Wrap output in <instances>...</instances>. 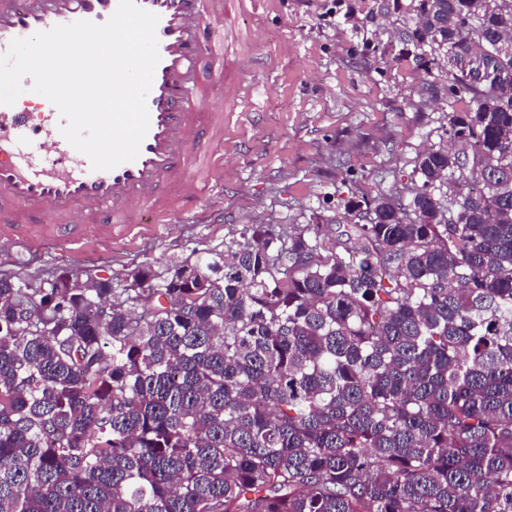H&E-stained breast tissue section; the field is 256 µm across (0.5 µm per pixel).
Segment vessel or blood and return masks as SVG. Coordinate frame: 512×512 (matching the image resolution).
Instances as JSON below:
<instances>
[{
	"instance_id": "b4317fda",
	"label": "vessel or blood",
	"mask_w": 512,
	"mask_h": 512,
	"mask_svg": "<svg viewBox=\"0 0 512 512\" xmlns=\"http://www.w3.org/2000/svg\"><path fill=\"white\" fill-rule=\"evenodd\" d=\"M235 0H136L158 15L160 61L147 96L149 129L138 157L108 171L60 132L59 113L31 129L27 115L0 104V239L22 219L50 216L58 235L78 223L105 241L138 235L148 220L200 200L209 189L194 169L206 133L224 134V77L230 45L219 22ZM118 0H0V54L12 39L78 20L106 22Z\"/></svg>"
}]
</instances>
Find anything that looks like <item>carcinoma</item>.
Listing matches in <instances>:
<instances>
[{
    "label": "carcinoma",
    "mask_w": 512,
    "mask_h": 512,
    "mask_svg": "<svg viewBox=\"0 0 512 512\" xmlns=\"http://www.w3.org/2000/svg\"><path fill=\"white\" fill-rule=\"evenodd\" d=\"M411 4L463 107L361 223L0 275V512H512V0Z\"/></svg>",
    "instance_id": "obj_1"
}]
</instances>
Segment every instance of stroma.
Here are the masks:
<instances>
[{
    "instance_id": "1",
    "label": "stroma",
    "mask_w": 512,
    "mask_h": 512,
    "mask_svg": "<svg viewBox=\"0 0 512 512\" xmlns=\"http://www.w3.org/2000/svg\"><path fill=\"white\" fill-rule=\"evenodd\" d=\"M383 0H256L233 18L236 56L225 94L237 121L206 149L222 166L219 184L194 206L143 235L103 242L81 226L80 243L48 235L43 248L24 238L0 244V274L16 278L68 270L127 288L151 265H173L223 249L245 226L357 222L348 201L411 184L414 161L444 141L445 92L418 91L420 72L399 33L410 0L384 13Z\"/></svg>"
}]
</instances>
